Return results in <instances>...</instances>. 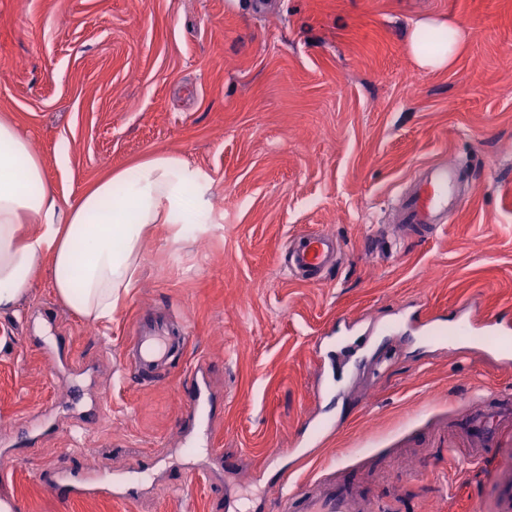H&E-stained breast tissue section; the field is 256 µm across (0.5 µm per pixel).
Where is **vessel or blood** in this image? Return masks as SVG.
Masks as SVG:
<instances>
[{
    "label": "vessel or blood",
    "instance_id": "b4317fda",
    "mask_svg": "<svg viewBox=\"0 0 512 512\" xmlns=\"http://www.w3.org/2000/svg\"><path fill=\"white\" fill-rule=\"evenodd\" d=\"M457 174V166L444 160L425 166L414 188L399 199L394 209L395 221L406 236L425 240L436 235L441 224L447 223L451 206H464V198L455 195ZM342 255L343 247L335 237L316 232L291 241L282 255V266L293 279L320 283ZM480 329L485 330L486 343L501 354L503 363L511 364L512 326L494 321L476 306L462 307L461 317L449 335L468 337ZM188 339L187 325L174 322L170 315L152 313L137 319L134 336L123 352V360L130 366L129 379L144 383L170 370L175 355L185 348ZM370 344L371 338L366 334L340 343L329 342L321 357L322 367L315 387L320 405L328 409L336 404L344 379L359 365ZM181 397L185 416L190 421L188 438L211 439L212 429L204 422L203 415L212 406V395L201 369L191 370L182 384ZM497 479L493 512H512V468L498 473ZM42 480L63 498L107 492L130 500L139 491V484L134 480L122 481L117 486L104 479L89 481L63 461L47 469ZM279 509L280 512H375L376 506L370 496L353 486L313 478L289 486L280 496Z\"/></svg>",
    "mask_w": 512,
    "mask_h": 512
}]
</instances>
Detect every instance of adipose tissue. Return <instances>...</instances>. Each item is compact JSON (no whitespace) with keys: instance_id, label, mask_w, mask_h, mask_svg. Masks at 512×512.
<instances>
[{"instance_id":"1","label":"adipose tissue","mask_w":512,"mask_h":512,"mask_svg":"<svg viewBox=\"0 0 512 512\" xmlns=\"http://www.w3.org/2000/svg\"><path fill=\"white\" fill-rule=\"evenodd\" d=\"M464 32L443 20L418 22L410 52L424 69L450 67ZM209 178L173 154L152 156L97 180L74 202H60L43 164L15 123L0 116V312L29 292L41 261L72 313L108 324L140 268L156 225L182 231L207 223Z\"/></svg>"}]
</instances>
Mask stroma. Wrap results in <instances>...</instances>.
I'll use <instances>...</instances> for the list:
<instances>
[{"label":"stroma","instance_id":"obj_1","mask_svg":"<svg viewBox=\"0 0 512 512\" xmlns=\"http://www.w3.org/2000/svg\"><path fill=\"white\" fill-rule=\"evenodd\" d=\"M425 18L465 30L451 67L414 61L408 36ZM0 115L64 201L151 154L212 182L210 223L157 225L111 324L69 312L45 263L0 313V451L15 458L0 499L14 512H226L217 483L243 490L240 512H276L286 480L328 474L390 512L491 504L512 420L476 465L464 418L512 405V369L468 338L443 354L398 327L381 375L352 380L332 411L327 444L303 461L291 449L316 407L315 341L346 335L345 319L449 321L468 299L512 323V0H0ZM442 158L473 191L436 236L404 239L391 202ZM320 231L343 260L322 284L290 278L279 254ZM150 309L183 314L192 336L143 386L122 352ZM197 365L225 465L199 447L153 468L179 441V389ZM64 458L138 480L137 499L58 498L39 476Z\"/></svg>","mask_w":512,"mask_h":512}]
</instances>
